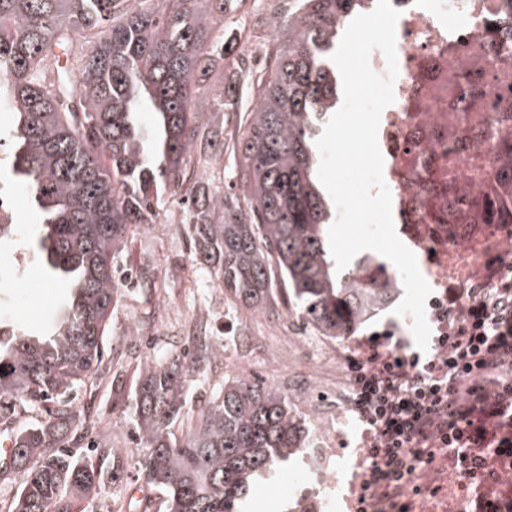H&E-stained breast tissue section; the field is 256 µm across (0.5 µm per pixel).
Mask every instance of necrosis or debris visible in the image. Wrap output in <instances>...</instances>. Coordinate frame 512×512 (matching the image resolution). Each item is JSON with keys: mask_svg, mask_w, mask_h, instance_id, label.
Instances as JSON below:
<instances>
[{"mask_svg": "<svg viewBox=\"0 0 512 512\" xmlns=\"http://www.w3.org/2000/svg\"><path fill=\"white\" fill-rule=\"evenodd\" d=\"M396 24L398 75L395 101L380 117L378 144L384 179L392 196V215L420 259V271L435 288L449 276H462L483 254L448 232V128L456 126L464 147L458 156L493 158L497 144L474 135L480 116H464L455 102V75L461 62L486 69L489 76L512 74V47L489 44L487 29L499 17H512V0H391ZM316 365L309 369L306 398L297 404L315 425L309 452L318 469L322 496L311 512H338L353 506V494L336 491L332 458L339 446L363 445L364 434L348 430L350 407L344 370L351 337H315Z\"/></svg>", "mask_w": 512, "mask_h": 512, "instance_id": "obj_1", "label": "necrosis or debris"}]
</instances>
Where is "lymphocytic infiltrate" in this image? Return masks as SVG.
<instances>
[{"instance_id": "1", "label": "lymphocytic infiltrate", "mask_w": 512, "mask_h": 512, "mask_svg": "<svg viewBox=\"0 0 512 512\" xmlns=\"http://www.w3.org/2000/svg\"><path fill=\"white\" fill-rule=\"evenodd\" d=\"M507 275L453 283L429 302L436 322L428 359L366 338L347 358L351 406L370 439L361 450L356 512H419L441 500L430 470L472 484L512 483V264Z\"/></svg>"}]
</instances>
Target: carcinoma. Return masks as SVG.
Wrapping results in <instances>:
<instances>
[{
  "label": "carcinoma",
  "instance_id": "cac0c4a2",
  "mask_svg": "<svg viewBox=\"0 0 512 512\" xmlns=\"http://www.w3.org/2000/svg\"><path fill=\"white\" fill-rule=\"evenodd\" d=\"M265 20L255 101L237 142L241 196L204 179L224 155L211 118L224 111V69L235 50L224 0H0V112L12 131L11 173L29 190L43 235L39 257L66 294L53 321L0 344V411L25 403L38 424L9 435L0 470L16 476L10 512H78L121 473L120 456L96 465L77 453L72 393L94 385L107 319L118 302L116 261L133 227L189 189L195 254L233 302L259 309L280 291L317 334L351 335L394 294L373 255L339 273L326 242L334 211L317 176L315 140L336 111L330 56L364 0H286ZM460 102L479 109L480 76L459 69ZM149 106L155 124L137 114ZM480 134L499 145L471 188L448 158V219L512 224V100ZM216 355L205 338L192 360L147 364L132 394L141 477L165 492V512H244L276 468L305 454L311 435L292 399L243 375L195 425L186 416L189 376Z\"/></svg>",
  "mask_w": 512,
  "mask_h": 512
}]
</instances>
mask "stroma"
<instances>
[{
  "label": "stroma",
  "instance_id": "obj_1",
  "mask_svg": "<svg viewBox=\"0 0 512 512\" xmlns=\"http://www.w3.org/2000/svg\"><path fill=\"white\" fill-rule=\"evenodd\" d=\"M235 107L224 112L226 151L209 165L213 185L226 187L235 167L231 151L242 130V119L252 104L247 87L236 90ZM9 157L0 158V184L10 192L22 224L20 233L0 244V257L26 252L37 229L36 216L27 204L25 185L10 175ZM186 214L178 199L167 201L160 223L138 225L119 253L117 266L139 272V279L124 281L121 297L111 312L106 331V353L98 369V387L79 391L75 405L77 435L105 434L109 447L122 452L123 472L117 481L106 482L92 506L93 512H164V497L140 477L138 462L144 454L131 422L130 394L143 367L183 354L196 337L206 336L219 353L191 377L189 408L200 410L224 391L225 376L238 374L241 362H250L266 383L287 389L288 379L273 375L266 347L242 329L248 308L227 301L216 288L207 264L195 257L186 233ZM25 288L0 287V331L41 329L54 313L63 290L51 280L36 259H29ZM309 460L302 457L283 467L273 485L258 488L266 512H286L295 500L310 493Z\"/></svg>",
  "mask_w": 512,
  "mask_h": 512
}]
</instances>
